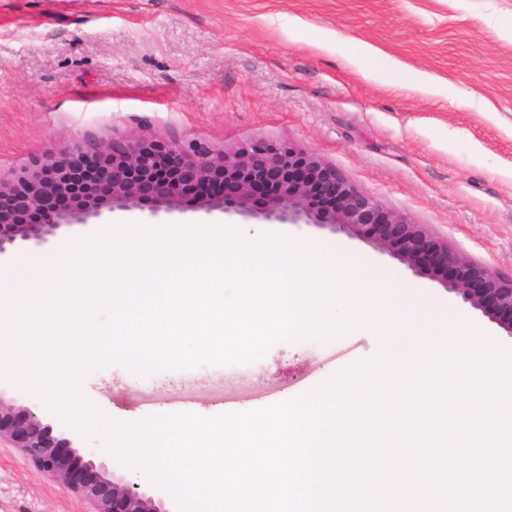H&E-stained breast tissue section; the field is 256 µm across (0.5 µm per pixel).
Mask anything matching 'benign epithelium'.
<instances>
[{"instance_id": "benign-epithelium-1", "label": "benign epithelium", "mask_w": 512, "mask_h": 512, "mask_svg": "<svg viewBox=\"0 0 512 512\" xmlns=\"http://www.w3.org/2000/svg\"><path fill=\"white\" fill-rule=\"evenodd\" d=\"M142 206L154 217L233 212L367 238L512 335V277L428 238L335 168L273 140H249L215 153L170 139H75L33 159L14 182H0V255L19 240L40 244L65 224H87L106 211ZM2 440L62 490L88 502L91 512H169L163 496L115 477L94 454L54 434L30 408L0 397Z\"/></svg>"}]
</instances>
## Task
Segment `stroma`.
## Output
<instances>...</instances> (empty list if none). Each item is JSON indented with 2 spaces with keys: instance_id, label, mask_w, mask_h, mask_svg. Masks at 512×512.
<instances>
[{
  "instance_id": "35a3bbf8",
  "label": "stroma",
  "mask_w": 512,
  "mask_h": 512,
  "mask_svg": "<svg viewBox=\"0 0 512 512\" xmlns=\"http://www.w3.org/2000/svg\"><path fill=\"white\" fill-rule=\"evenodd\" d=\"M512 0H0V180L72 137L194 139L212 151L247 140L287 141L329 164L462 255L512 275ZM382 52L369 66L358 49ZM439 89L422 87V75ZM478 97L459 107L453 94ZM251 217L215 211L150 217L133 208L59 228L44 245L19 242L0 256L15 284L37 260L99 237L105 226L232 224ZM309 248L339 242L371 268L446 297L493 340L512 335L437 282L414 276L358 236L311 224L280 226ZM349 341L317 336L273 345L241 365L204 364L129 379L110 362L89 371L84 395L122 423L146 415L133 396L158 394L151 413L196 385L205 415L224 411V391L242 378L295 398L293 381ZM0 396L31 407L74 447L116 475L155 485L120 462L102 433L83 435L0 367ZM9 444L0 443V512H88Z\"/></svg>"
}]
</instances>
